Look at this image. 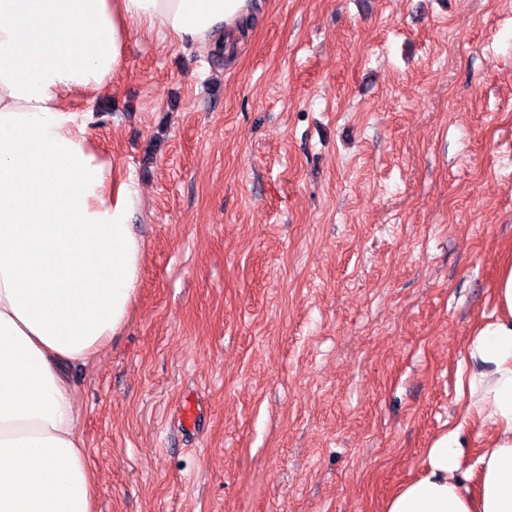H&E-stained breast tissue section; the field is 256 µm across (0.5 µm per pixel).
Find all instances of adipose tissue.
Segmentation results:
<instances>
[{
  "mask_svg": "<svg viewBox=\"0 0 512 512\" xmlns=\"http://www.w3.org/2000/svg\"><path fill=\"white\" fill-rule=\"evenodd\" d=\"M248 2L0 0V512H94L72 371L124 328L144 256L138 184L68 98L110 89L134 28L222 48L247 29ZM462 362L458 423L385 512H512V254ZM473 421L490 435L465 471Z\"/></svg>",
  "mask_w": 512,
  "mask_h": 512,
  "instance_id": "1",
  "label": "adipose tissue"
}]
</instances>
